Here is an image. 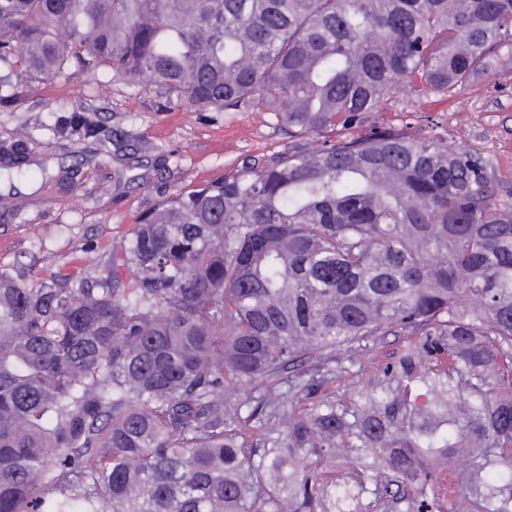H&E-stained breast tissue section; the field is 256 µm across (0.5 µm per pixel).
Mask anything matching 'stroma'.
I'll list each match as a JSON object with an SVG mask.
<instances>
[{
  "instance_id": "obj_1",
  "label": "stroma",
  "mask_w": 512,
  "mask_h": 512,
  "mask_svg": "<svg viewBox=\"0 0 512 512\" xmlns=\"http://www.w3.org/2000/svg\"><path fill=\"white\" fill-rule=\"evenodd\" d=\"M22 91L20 102L0 108V140L26 127L42 144L32 167L51 182H30L0 201V268L94 265L96 256L85 252V244L118 241L126 225L154 207L160 180L194 189L245 156L288 145L270 113L165 110L156 89L128 80H113L100 91L80 74L47 82L26 77ZM79 108L98 111L113 139L82 141L74 153L53 145L55 114ZM370 122L415 138L439 124L451 143L481 153L502 180L501 198L512 200V62L441 102L402 90ZM78 160L80 178L63 179Z\"/></svg>"
}]
</instances>
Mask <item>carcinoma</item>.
I'll return each instance as SVG.
<instances>
[{"instance_id": "1", "label": "carcinoma", "mask_w": 512, "mask_h": 512, "mask_svg": "<svg viewBox=\"0 0 512 512\" xmlns=\"http://www.w3.org/2000/svg\"><path fill=\"white\" fill-rule=\"evenodd\" d=\"M511 52L512 0H0V107L104 68L290 138L158 187L89 273L0 268V512H512V201L440 134L349 135ZM37 146L0 142L14 196Z\"/></svg>"}]
</instances>
